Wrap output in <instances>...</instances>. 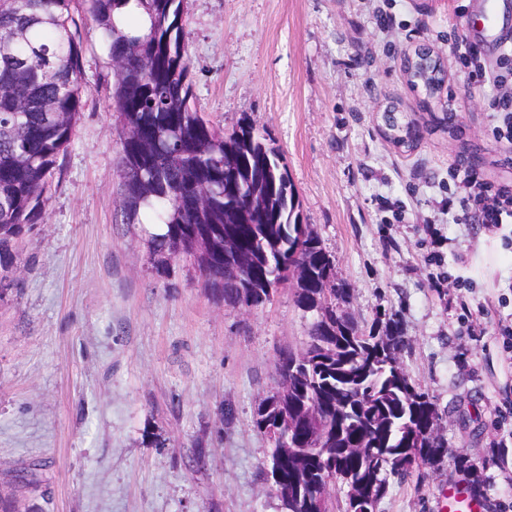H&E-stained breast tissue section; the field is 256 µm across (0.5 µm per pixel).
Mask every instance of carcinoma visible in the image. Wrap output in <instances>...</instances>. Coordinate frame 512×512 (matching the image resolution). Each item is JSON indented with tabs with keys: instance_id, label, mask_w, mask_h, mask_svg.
Instances as JSON below:
<instances>
[{
	"instance_id": "cac0c4a2",
	"label": "carcinoma",
	"mask_w": 512,
	"mask_h": 512,
	"mask_svg": "<svg viewBox=\"0 0 512 512\" xmlns=\"http://www.w3.org/2000/svg\"><path fill=\"white\" fill-rule=\"evenodd\" d=\"M149 25L129 13L131 0H0V288L19 267L15 244L43 220L47 194L61 168L84 107V20L102 39L118 120L121 222H148L154 268L170 273L181 247L214 297L228 305L270 301L279 283L274 269L293 268L297 303L316 314L304 350L279 357L288 409L282 438L272 445L280 467L281 512H314L310 489L323 476L356 493L347 475L388 493L397 471L390 459L418 449L416 468H433L448 448L427 432L439 414L400 363L407 347L390 315L361 329L337 312L352 289L336 280L330 255L311 225L286 163L268 132L244 117L231 133L216 128L193 104L190 58L183 39V0H136ZM437 75L408 79L434 95ZM386 139L417 135L396 112ZM321 450L288 445L305 429L306 401Z\"/></svg>"
}]
</instances>
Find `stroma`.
Returning a JSON list of instances; mask_svg holds the SVG:
<instances>
[{"label":"stroma","instance_id":"obj_1","mask_svg":"<svg viewBox=\"0 0 512 512\" xmlns=\"http://www.w3.org/2000/svg\"><path fill=\"white\" fill-rule=\"evenodd\" d=\"M483 7L184 0L199 112L228 133L244 117L268 131L305 223L352 288L339 313L363 328L395 315L409 342L400 361L438 409L448 458L391 483L378 512H438L440 490L460 484L486 512L512 503V349L495 333L512 319V248L440 206L460 147L484 176L512 179V146L490 133L495 89L473 84L452 51L478 43ZM85 42L84 108L44 221L18 244L21 272L0 294V493L18 512H280L263 473L271 447L252 419L313 316L291 284L246 311L213 298L189 261L157 274L140 226L117 221L119 139L93 24ZM421 42L445 57L453 123H439L440 106L425 107L401 69ZM478 45L496 69L512 29ZM391 100L420 128L413 152L378 127ZM426 224L446 239L445 270L487 308L484 334L429 288ZM460 456L481 461L477 475Z\"/></svg>","mask_w":512,"mask_h":512}]
</instances>
